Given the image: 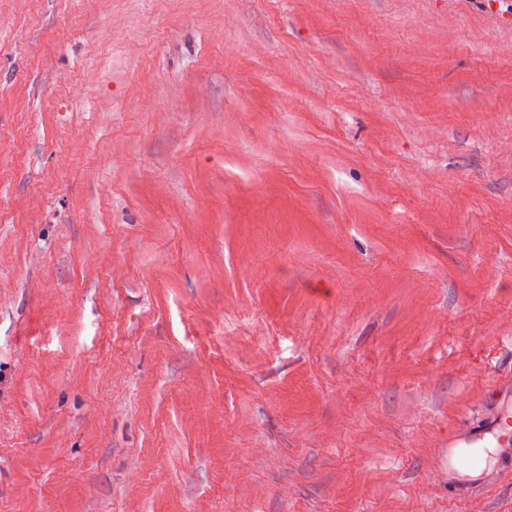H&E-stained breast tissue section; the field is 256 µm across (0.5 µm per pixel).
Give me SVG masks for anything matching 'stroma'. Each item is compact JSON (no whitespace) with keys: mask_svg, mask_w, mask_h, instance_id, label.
<instances>
[{"mask_svg":"<svg viewBox=\"0 0 512 512\" xmlns=\"http://www.w3.org/2000/svg\"><path fill=\"white\" fill-rule=\"evenodd\" d=\"M0 141V512H512V0H0ZM485 445H491L493 448H487ZM451 448H469L466 457L469 462L476 461V448H487L490 453H494L495 448H498L501 456L512 459V398L511 401H504L480 429L460 430L448 439V470L451 467Z\"/></svg>","mask_w":512,"mask_h":512,"instance_id":"obj_1","label":"stroma"}]
</instances>
